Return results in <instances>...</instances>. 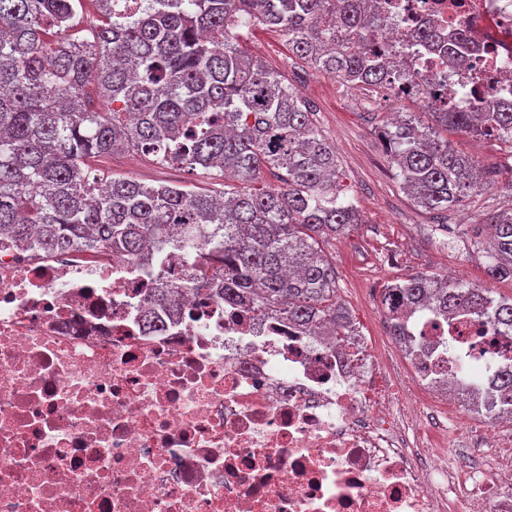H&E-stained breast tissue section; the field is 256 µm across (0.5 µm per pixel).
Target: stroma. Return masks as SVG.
Segmentation results:
<instances>
[{
    "label": "stroma",
    "instance_id": "stroma-1",
    "mask_svg": "<svg viewBox=\"0 0 512 512\" xmlns=\"http://www.w3.org/2000/svg\"><path fill=\"white\" fill-rule=\"evenodd\" d=\"M247 49L276 69L318 112L320 127L336 147L340 182L359 207L363 224L330 240L325 252L336 266L338 298L350 310L369 345L378 353L397 383L411 377V361L390 334L381 304L387 284L414 272L460 278L489 289L495 298H512L511 280L490 279L484 259L470 244V226L461 215L502 207L505 196L496 187L472 195L464 213H452L448 229L432 230L395 177L396 166L387 155L379 130L394 112H417L421 106L407 98L383 95L374 99L343 86L337 79L291 58L279 32L254 29L245 39ZM453 148L471 156L481 168L507 172L512 167V145L501 140H478L462 134L448 136ZM112 177L143 182L164 180L196 188L198 176L176 167H159L138 154L113 156L106 165Z\"/></svg>",
    "mask_w": 512,
    "mask_h": 512
}]
</instances>
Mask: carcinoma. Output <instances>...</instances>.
Wrapping results in <instances>:
<instances>
[{
	"label": "carcinoma",
	"instance_id": "1",
	"mask_svg": "<svg viewBox=\"0 0 512 512\" xmlns=\"http://www.w3.org/2000/svg\"><path fill=\"white\" fill-rule=\"evenodd\" d=\"M0 0V234L22 251L100 252L160 263L187 261L188 287L262 316L280 314L327 342L360 335L337 300L323 245L363 223L337 175L336 151L313 104L242 44L239 29L282 33L295 58L351 88L390 91L400 72L384 44L389 23L375 0ZM436 42L457 62L468 31ZM407 113L382 137L400 187L435 224L493 187L477 162L443 136L512 142V106ZM137 152L220 182L191 190L112 178L102 162ZM269 172L278 182L264 178ZM492 244L485 269L512 280V203L480 212ZM153 304H175L152 288ZM391 335L409 358L417 345L400 310L426 306L457 324L483 319L512 336V300L486 288L415 273L384 288ZM478 415L492 402L463 389Z\"/></svg>",
	"mask_w": 512,
	"mask_h": 512
}]
</instances>
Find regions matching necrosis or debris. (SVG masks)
Segmentation results:
<instances>
[{"label": "necrosis or debris", "instance_id": "4bbe7bcc", "mask_svg": "<svg viewBox=\"0 0 512 512\" xmlns=\"http://www.w3.org/2000/svg\"><path fill=\"white\" fill-rule=\"evenodd\" d=\"M389 51L416 100L456 110L512 104V0H410ZM476 53L449 63L415 34L449 21ZM181 254L147 276L134 256L90 264L0 243V512H512V463L460 482L400 428L364 347L324 346L278 316L258 318L182 287ZM181 286L176 308L148 289ZM423 351L413 388L497 393L512 336L469 322L433 343L436 317L409 313Z\"/></svg>", "mask_w": 512, "mask_h": 512}]
</instances>
